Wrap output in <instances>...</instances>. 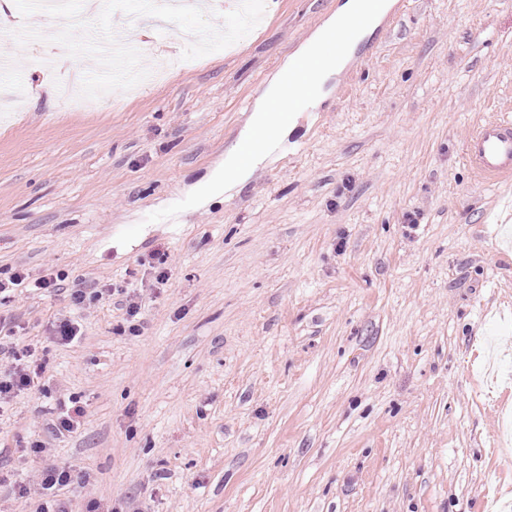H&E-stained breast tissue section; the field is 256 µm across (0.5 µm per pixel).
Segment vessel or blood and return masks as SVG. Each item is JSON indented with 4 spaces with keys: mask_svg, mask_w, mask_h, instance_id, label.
<instances>
[{
    "mask_svg": "<svg viewBox=\"0 0 512 512\" xmlns=\"http://www.w3.org/2000/svg\"><path fill=\"white\" fill-rule=\"evenodd\" d=\"M465 156L476 174L497 181L512 177V119L490 121L466 142Z\"/></svg>",
    "mask_w": 512,
    "mask_h": 512,
    "instance_id": "vessel-or-blood-1",
    "label": "vessel or blood"
}]
</instances>
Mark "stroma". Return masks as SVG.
<instances>
[{"mask_svg": "<svg viewBox=\"0 0 512 512\" xmlns=\"http://www.w3.org/2000/svg\"><path fill=\"white\" fill-rule=\"evenodd\" d=\"M344 0H269L242 41L189 63L177 26L125 30L144 80L71 108L95 71L43 38L0 72V294L11 342L45 365L0 404V512L50 466L86 472L70 512H486L512 502V179L482 181L464 143L512 119V0H392L324 96L241 185L206 184L263 88ZM142 224L138 241L117 235ZM173 274L156 281L159 257ZM124 288L71 303L73 288ZM78 341L50 338L58 318ZM75 398L83 425L44 427ZM39 441L41 453L30 445Z\"/></svg>", "mask_w": 512, "mask_h": 512, "instance_id": "obj_1", "label": "stroma"}]
</instances>
